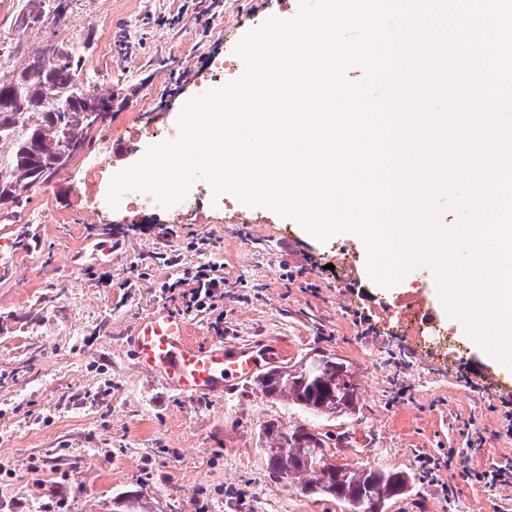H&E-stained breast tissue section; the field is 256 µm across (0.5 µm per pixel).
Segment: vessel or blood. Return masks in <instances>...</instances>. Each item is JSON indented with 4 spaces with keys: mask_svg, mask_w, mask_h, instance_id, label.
I'll list each match as a JSON object with an SVG mask.
<instances>
[{
    "mask_svg": "<svg viewBox=\"0 0 512 512\" xmlns=\"http://www.w3.org/2000/svg\"><path fill=\"white\" fill-rule=\"evenodd\" d=\"M79 257L87 265H111V238L86 240ZM131 334L138 365L189 396L223 394L231 384L252 379L283 356L268 346L199 345L191 338L188 322L164 308L140 320Z\"/></svg>",
    "mask_w": 512,
    "mask_h": 512,
    "instance_id": "1",
    "label": "vessel or blood"
}]
</instances>
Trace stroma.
Listing matches in <instances>:
<instances>
[{"instance_id":"stroma-1","label":"stroma","mask_w":512,"mask_h":512,"mask_svg":"<svg viewBox=\"0 0 512 512\" xmlns=\"http://www.w3.org/2000/svg\"><path fill=\"white\" fill-rule=\"evenodd\" d=\"M299 0H73L57 36L82 56L75 76L112 112L85 150L0 218V512H340L264 477L260 436L303 416L254 381L191 397L138 367L132 327L177 311L166 289L204 263L224 269L223 312L186 313L195 340L315 350L350 363L358 406L311 419L332 436L336 461L409 472L385 512H512V372L499 371L449 315L433 271L391 288L366 271L363 241L319 242L295 221L249 207L197 180L180 214L110 208V178L160 133H178L211 61ZM20 0H0V44L36 53ZM111 151L101 154L103 139ZM111 234L106 268L80 266L83 239ZM417 302L464 346L455 358L413 350L384 327L382 309ZM441 465L433 474L422 457ZM504 471L482 486L461 469Z\"/></svg>"}]
</instances>
